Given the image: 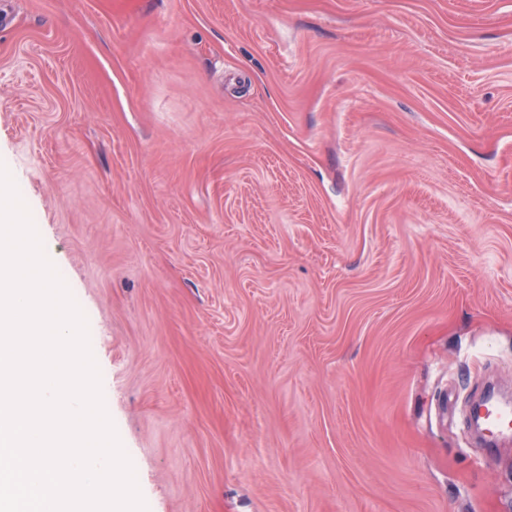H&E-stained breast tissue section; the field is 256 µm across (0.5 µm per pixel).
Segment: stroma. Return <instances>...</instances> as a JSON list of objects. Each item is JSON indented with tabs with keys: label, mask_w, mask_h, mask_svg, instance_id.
<instances>
[{
	"label": "stroma",
	"mask_w": 512,
	"mask_h": 512,
	"mask_svg": "<svg viewBox=\"0 0 512 512\" xmlns=\"http://www.w3.org/2000/svg\"><path fill=\"white\" fill-rule=\"evenodd\" d=\"M0 162L148 512H512V0H0Z\"/></svg>",
	"instance_id": "stroma-1"
}]
</instances>
